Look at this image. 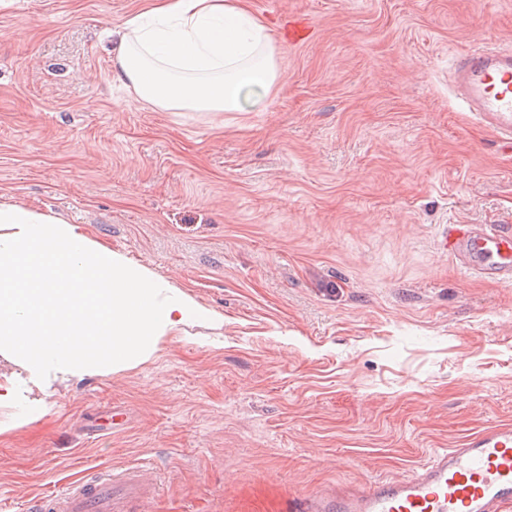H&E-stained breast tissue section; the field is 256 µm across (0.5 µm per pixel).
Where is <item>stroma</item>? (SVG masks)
<instances>
[{
	"mask_svg": "<svg viewBox=\"0 0 512 512\" xmlns=\"http://www.w3.org/2000/svg\"><path fill=\"white\" fill-rule=\"evenodd\" d=\"M148 5H0V198L224 323L0 435V512L143 463L150 512H268L512 423V284L443 247L449 225L512 218V147L448 80L461 53L512 48V0H248L279 69L254 112L152 111L113 81L110 32Z\"/></svg>",
	"mask_w": 512,
	"mask_h": 512,
	"instance_id": "1",
	"label": "stroma"
}]
</instances>
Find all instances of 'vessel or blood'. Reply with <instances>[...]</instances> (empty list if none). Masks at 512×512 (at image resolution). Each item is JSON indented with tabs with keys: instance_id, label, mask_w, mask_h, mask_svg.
<instances>
[{
	"instance_id": "vessel-or-blood-1",
	"label": "vessel or blood",
	"mask_w": 512,
	"mask_h": 512,
	"mask_svg": "<svg viewBox=\"0 0 512 512\" xmlns=\"http://www.w3.org/2000/svg\"><path fill=\"white\" fill-rule=\"evenodd\" d=\"M452 84L469 111L512 144V49L459 56ZM444 247L462 267L512 282V225L457 224ZM146 495L140 474L102 475L37 494L30 512H132ZM512 506V423L484 427L461 447L435 451L417 469L361 488L336 485L315 494L290 493L276 512H505Z\"/></svg>"
}]
</instances>
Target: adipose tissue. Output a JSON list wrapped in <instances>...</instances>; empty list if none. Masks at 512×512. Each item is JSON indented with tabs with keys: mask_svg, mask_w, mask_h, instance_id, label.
Segmentation results:
<instances>
[{
	"mask_svg": "<svg viewBox=\"0 0 512 512\" xmlns=\"http://www.w3.org/2000/svg\"><path fill=\"white\" fill-rule=\"evenodd\" d=\"M266 24L245 0H159L128 18L112 78L161 111L250 112L278 80ZM224 317L91 238L81 225L0 201V434L52 412L58 386L153 358L185 325Z\"/></svg>",
	"mask_w": 512,
	"mask_h": 512,
	"instance_id": "ef3b65f1",
	"label": "adipose tissue"
}]
</instances>
